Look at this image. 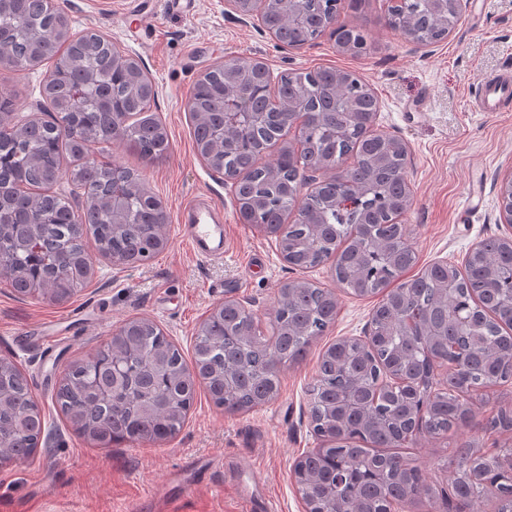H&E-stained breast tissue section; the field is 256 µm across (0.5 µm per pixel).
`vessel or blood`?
Segmentation results:
<instances>
[{
  "mask_svg": "<svg viewBox=\"0 0 512 512\" xmlns=\"http://www.w3.org/2000/svg\"><path fill=\"white\" fill-rule=\"evenodd\" d=\"M512 102V74L501 73L484 78L476 101L478 111L498 112ZM184 238L191 253L201 259L223 258L224 212L222 208L202 202L186 205L181 212Z\"/></svg>",
  "mask_w": 512,
  "mask_h": 512,
  "instance_id": "1",
  "label": "vessel or blood"
}]
</instances>
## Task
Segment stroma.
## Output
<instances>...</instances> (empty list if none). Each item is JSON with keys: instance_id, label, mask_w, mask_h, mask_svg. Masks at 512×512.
<instances>
[{"instance_id": "35a3bbf8", "label": "stroma", "mask_w": 512, "mask_h": 512, "mask_svg": "<svg viewBox=\"0 0 512 512\" xmlns=\"http://www.w3.org/2000/svg\"><path fill=\"white\" fill-rule=\"evenodd\" d=\"M58 4L74 30L107 35L155 81L153 110L167 129L168 153L145 161L118 140L103 150L107 161L137 171L166 203L168 242L152 259L120 269L94 256L86 285L64 302L19 295L0 276V356L26 375L45 423L32 460L0 465V512H302L292 470L320 445L308 396L318 357L336 338L361 335L377 301L339 290L330 265L290 269L274 237L242 223L231 185L196 152L185 99L199 75L227 55L261 59L275 75L319 67L360 75L379 100L377 129L402 136L409 146L413 204L404 222L418 254L407 273L413 279L438 261L462 264L472 245L504 232L497 223L498 188L512 170V102L502 112H477L473 103L485 77L512 72V0H466L448 40L417 52L388 27L382 0H342L340 21L366 36L367 49L358 55L338 52L327 35L299 49L280 48L256 17L236 13L225 0ZM0 81L18 93L1 123L38 117L41 69L6 71ZM476 191L482 204L466 212ZM198 196L224 210V260L195 258L179 232V209ZM298 279L335 290L338 315L302 360L281 365L274 401L230 413L200 386L173 439L109 448L91 445L57 408L55 389L66 366L104 347L128 320H152L188 358L195 331L213 307L242 301L266 326L282 285ZM47 334L57 338L53 347L41 341ZM469 403V419L447 437L420 432L409 440L406 456L423 483L438 491L410 512H448L444 492L459 444L512 456V428L496 424L501 411L512 412V386L481 388ZM191 455L217 465L185 493L172 474Z\"/></svg>"}]
</instances>
